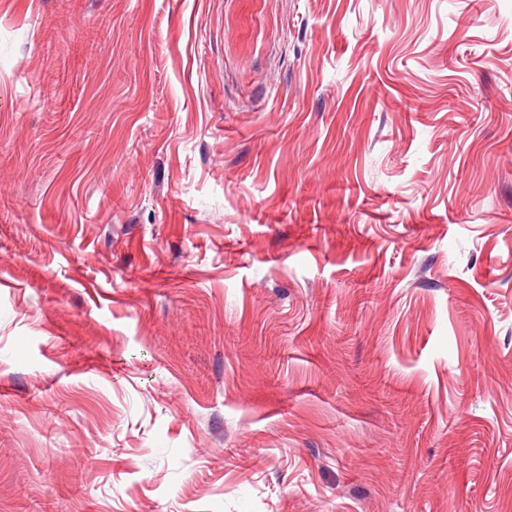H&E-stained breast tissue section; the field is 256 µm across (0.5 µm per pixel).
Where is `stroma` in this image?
<instances>
[{
	"label": "stroma",
	"mask_w": 512,
	"mask_h": 512,
	"mask_svg": "<svg viewBox=\"0 0 512 512\" xmlns=\"http://www.w3.org/2000/svg\"><path fill=\"white\" fill-rule=\"evenodd\" d=\"M0 512H512V0H0Z\"/></svg>",
	"instance_id": "1"
}]
</instances>
